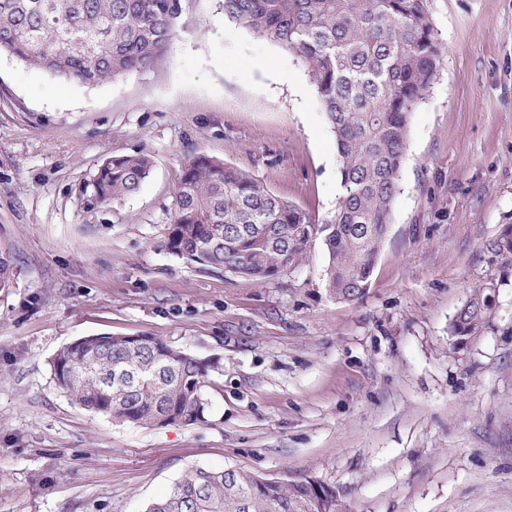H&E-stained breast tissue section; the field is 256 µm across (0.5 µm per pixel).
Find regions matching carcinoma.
<instances>
[{
	"mask_svg": "<svg viewBox=\"0 0 512 512\" xmlns=\"http://www.w3.org/2000/svg\"><path fill=\"white\" fill-rule=\"evenodd\" d=\"M224 17L296 54L336 140L344 193L317 221L260 180L197 153L174 189L166 247L203 270L265 282L301 264L316 238L328 253L326 287L360 297L372 277L399 190L409 117L437 79L440 46L426 0H221ZM183 14L181 0H0V52L83 84L109 82L154 64ZM147 155L110 157L85 182L99 205L135 192L150 176ZM226 224L250 228L216 239ZM512 265V229L488 243ZM488 280L449 324L456 340L485 326ZM212 364L159 338L87 336L52 359L53 379L79 407L121 423L195 424L207 404ZM313 478L284 483L202 467L189 470L145 512H306Z\"/></svg>",
	"mask_w": 512,
	"mask_h": 512,
	"instance_id": "obj_1",
	"label": "carcinoma"
}]
</instances>
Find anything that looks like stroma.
Listing matches in <instances>:
<instances>
[{
  "label": "stroma",
  "instance_id": "35a3bbf8",
  "mask_svg": "<svg viewBox=\"0 0 512 512\" xmlns=\"http://www.w3.org/2000/svg\"><path fill=\"white\" fill-rule=\"evenodd\" d=\"M439 75L410 115L386 239L357 299L328 255L261 283L166 248L172 195L203 153L326 218L343 194L300 59L183 0L153 66L87 86L0 53V512H144L190 469L313 477L341 512H512V0H427ZM150 155L106 206L81 187ZM498 287L478 336L448 326ZM155 336L214 363L205 419L133 425L75 405L51 359L85 336ZM153 162L148 155L110 157L85 182L83 192L99 205L135 192L150 176ZM488 249L501 266L512 265V229L504 230L499 237L488 243Z\"/></svg>",
  "mask_w": 512,
  "mask_h": 512
}]
</instances>
